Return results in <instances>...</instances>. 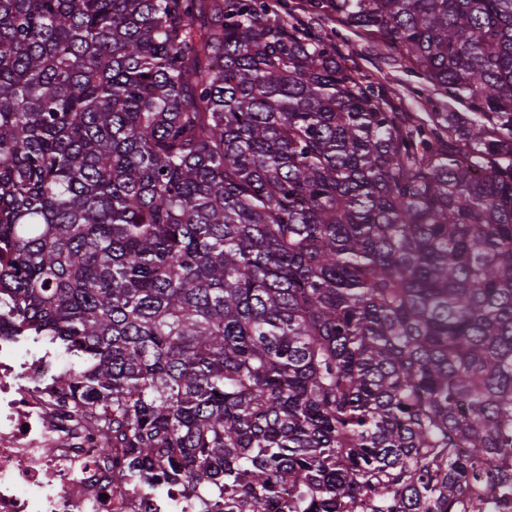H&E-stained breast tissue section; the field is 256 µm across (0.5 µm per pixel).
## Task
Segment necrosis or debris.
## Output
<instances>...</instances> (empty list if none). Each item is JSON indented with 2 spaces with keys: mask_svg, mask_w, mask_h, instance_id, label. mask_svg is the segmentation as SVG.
Masks as SVG:
<instances>
[{
  "mask_svg": "<svg viewBox=\"0 0 512 512\" xmlns=\"http://www.w3.org/2000/svg\"><path fill=\"white\" fill-rule=\"evenodd\" d=\"M61 353L0 336V512H191L179 490L151 497L119 479L62 379Z\"/></svg>",
  "mask_w": 512,
  "mask_h": 512,
  "instance_id": "obj_1",
  "label": "necrosis or debris"
}]
</instances>
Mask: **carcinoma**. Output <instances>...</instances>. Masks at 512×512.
Listing matches in <instances>:
<instances>
[{
  "mask_svg": "<svg viewBox=\"0 0 512 512\" xmlns=\"http://www.w3.org/2000/svg\"><path fill=\"white\" fill-rule=\"evenodd\" d=\"M0 0V330L196 512H467L512 484V0ZM301 1L288 0V5L293 8V15L305 23L312 24L323 34H332V30H337L340 35L339 49L342 53L353 54V59L362 74L385 83L392 92L396 104L407 112H432L430 109L426 111L425 106L420 103L421 100L412 95V88L418 86L421 80L401 58L390 55L384 46L376 47L373 36L362 30L312 16L301 8Z\"/></svg>",
  "mask_w": 512,
  "mask_h": 512,
  "instance_id": "1",
  "label": "carcinoma"
}]
</instances>
